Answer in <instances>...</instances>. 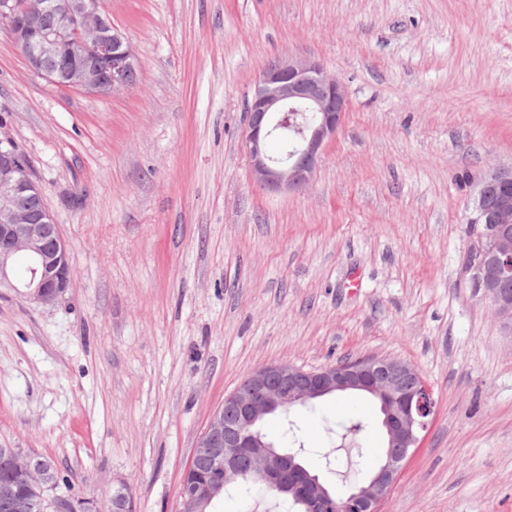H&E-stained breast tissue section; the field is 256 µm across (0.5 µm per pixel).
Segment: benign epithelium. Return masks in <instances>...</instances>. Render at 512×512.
<instances>
[{
	"mask_svg": "<svg viewBox=\"0 0 512 512\" xmlns=\"http://www.w3.org/2000/svg\"><path fill=\"white\" fill-rule=\"evenodd\" d=\"M102 0H43L25 6L0 0V25L23 53L28 68L58 86L105 92L129 86L136 71L135 52L101 9ZM54 16L47 23V16ZM348 100L341 83L311 57L279 56L263 68L247 101L245 148L253 181L274 193L306 188L326 145L336 138ZM294 132L290 149L268 151L276 136ZM24 197L41 200L24 207ZM44 193L12 142L0 138V297L9 295L41 304L57 301L71 285L72 259ZM468 223L478 231L463 265L472 287L489 301L512 332V166L484 172L474 189ZM365 391L386 412L388 455L342 501L334 500L311 477L316 512H379L396 484L403 463L421 447L432 424L436 398L432 387L408 362L388 357L361 358L306 371L287 363L248 374L224 398L198 438L192 459L203 457L208 474L182 475L180 512H206L224 494L229 481L246 474L271 490L280 488L284 454L264 438L260 425L327 395ZM18 448L0 450V464L28 475L37 496L20 504L30 512H80L87 498L59 494L57 474Z\"/></svg>",
	"mask_w": 512,
	"mask_h": 512,
	"instance_id": "7a95c632",
	"label": "benign epithelium"
}]
</instances>
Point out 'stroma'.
<instances>
[{"mask_svg":"<svg viewBox=\"0 0 512 512\" xmlns=\"http://www.w3.org/2000/svg\"><path fill=\"white\" fill-rule=\"evenodd\" d=\"M138 69L88 93L30 71L0 30V136L72 255L55 304L0 298V445L106 503L178 512L181 476L252 371L412 364L436 415L381 512H512V335L462 270L477 179L512 164V0H103ZM313 56L348 110L303 191L250 177L246 104L267 62ZM304 456L360 476L327 427L358 394L294 408ZM268 432L292 447L280 419ZM217 512H285L263 484Z\"/></svg>","mask_w":512,"mask_h":512,"instance_id":"stroma-1","label":"stroma"}]
</instances>
